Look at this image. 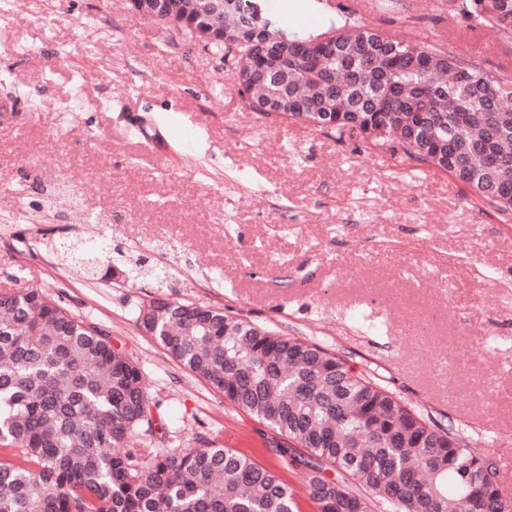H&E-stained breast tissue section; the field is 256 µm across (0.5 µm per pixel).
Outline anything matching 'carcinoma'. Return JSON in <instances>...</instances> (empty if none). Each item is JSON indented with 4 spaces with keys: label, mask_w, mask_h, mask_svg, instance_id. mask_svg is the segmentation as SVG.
Returning <instances> with one entry per match:
<instances>
[{
    "label": "carcinoma",
    "mask_w": 512,
    "mask_h": 512,
    "mask_svg": "<svg viewBox=\"0 0 512 512\" xmlns=\"http://www.w3.org/2000/svg\"><path fill=\"white\" fill-rule=\"evenodd\" d=\"M202 0H168L178 18ZM474 28L512 42V0H457ZM241 42L211 49L252 72L248 96L288 92L283 121L354 134L446 172L512 214V80L444 44L330 24L310 36L275 26L253 0H224ZM76 242L65 260H102ZM128 277L165 279L141 257ZM142 329L186 370L291 444L315 512H512L493 460L466 448L341 357L297 336L176 301ZM154 431L141 368L93 318L37 289L0 291V512H299L276 467L229 448H134ZM336 471L331 478L327 472Z\"/></svg>",
    "instance_id": "carcinoma-1"
}]
</instances>
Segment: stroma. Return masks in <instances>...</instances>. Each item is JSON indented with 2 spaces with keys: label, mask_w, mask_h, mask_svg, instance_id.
<instances>
[{
  "label": "stroma",
  "mask_w": 512,
  "mask_h": 512,
  "mask_svg": "<svg viewBox=\"0 0 512 512\" xmlns=\"http://www.w3.org/2000/svg\"><path fill=\"white\" fill-rule=\"evenodd\" d=\"M303 5L311 32L415 28L468 50L454 0ZM59 183L78 190L85 222L66 219L68 198L47 205ZM106 235L171 277L132 283L107 261L87 275L34 252ZM1 288L41 289L107 327L145 374L163 450L212 441L269 465L274 432L140 327L155 298L222 309L374 374L488 453L512 502V214L389 146L259 116L230 66L126 0H0Z\"/></svg>",
  "instance_id": "obj_1"
}]
</instances>
